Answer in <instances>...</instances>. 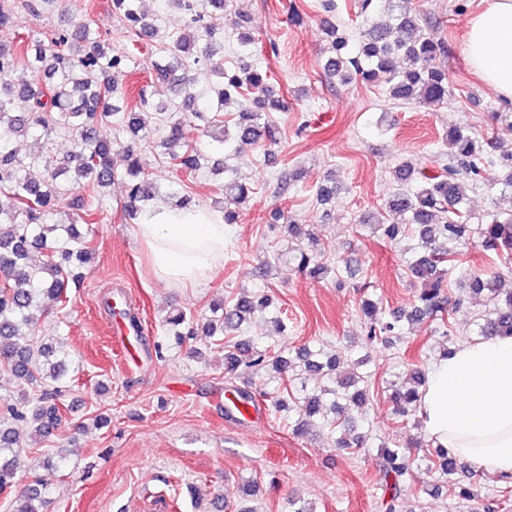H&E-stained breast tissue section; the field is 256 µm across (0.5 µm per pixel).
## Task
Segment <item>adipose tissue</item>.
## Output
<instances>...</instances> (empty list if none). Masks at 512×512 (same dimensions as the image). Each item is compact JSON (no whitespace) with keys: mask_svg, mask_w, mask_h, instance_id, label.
Wrapping results in <instances>:
<instances>
[{"mask_svg":"<svg viewBox=\"0 0 512 512\" xmlns=\"http://www.w3.org/2000/svg\"><path fill=\"white\" fill-rule=\"evenodd\" d=\"M469 65L497 97L512 102V0H481L465 44ZM221 216L159 203L140 216L138 236L157 278H205L224 257ZM425 433L478 469L512 476V337H474L438 357L419 392Z\"/></svg>","mask_w":512,"mask_h":512,"instance_id":"obj_1","label":"adipose tissue"}]
</instances>
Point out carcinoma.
<instances>
[{
    "label": "carcinoma",
    "instance_id": "1",
    "mask_svg": "<svg viewBox=\"0 0 512 512\" xmlns=\"http://www.w3.org/2000/svg\"><path fill=\"white\" fill-rule=\"evenodd\" d=\"M410 0H361V12L382 9L388 20L366 29L358 46L351 50L345 35L336 28L328 31V55L325 68L329 75L346 84L354 78L380 81L390 96L428 107H437L448 96V75L439 64L447 52L441 37L423 24L421 15L408 9ZM58 0H0V26L17 23L18 13L52 10ZM226 0H162V7L183 14L185 32L159 36V29L145 21L138 0H112L116 15L131 38L132 50L144 41L160 38L159 57L152 68L168 83V95L157 101L143 85L135 105L130 106L123 92V80L131 62V50L112 47V36L91 29L85 23L67 28L23 33L20 49H0V363L25 385L37 382L44 390L31 397L21 394L18 401L0 413V493L12 495L13 512H40L42 493L47 483L17 488L14 461L23 447L15 425L26 423L35 433L46 437L61 419L62 363L50 361L53 347L35 340L33 311L42 298L59 302L67 299L70 285L78 283L77 269L93 254L89 233L79 227L98 223L106 190L121 177L127 183L125 211L135 220L154 197V184L141 170L138 153L164 128V142L174 147L168 159L183 175L195 179L211 167L224 170V159L188 142L189 124L176 117L190 112L201 118L215 116L225 125L224 112L238 95H251L255 110L239 113L233 133H224L219 150L231 145L238 153L246 146L274 143L269 113L281 108L274 97L267 73L246 63L257 55L259 40L250 34L237 36L240 63L224 68V37L206 21L210 9L224 10ZM204 68L217 82L200 89L189 73ZM66 130L73 137V149L63 158L46 160L42 178L27 173V163L11 148L14 137L33 136ZM122 134L128 143L120 153L112 152V134ZM448 148L452 163L441 173L403 165L395 171L397 190L387 201L391 220L374 225L383 236L394 241L413 234L417 246L406 260L408 273L420 283L415 304L390 313V319L377 317L378 303L363 298L359 311L366 321L368 340L394 344L401 339L405 325L431 321L442 335H448L449 313L473 298L489 301L488 309L477 324L479 336H512V289L502 287L499 270L471 271L453 279L460 247L475 238L483 253L507 266L512 273V154L495 155L490 139H484L463 126L448 128ZM184 148L179 153L175 148ZM499 169V186L494 207L482 217L468 208L469 189L483 180L491 169ZM77 185L88 192V202L79 212L62 218L60 202L64 185ZM250 190L227 177L224 199L245 202ZM292 262L306 277L317 281L328 266L302 248L295 249ZM457 292L450 293L451 288ZM261 294H242L233 302L211 308L218 318L202 326L205 335L214 338L224 350V370L233 374L240 367L260 369L269 365L280 374L299 363L310 379L328 377L330 386L307 390L301 382V397L295 408L298 418L293 433L305 434L319 424L333 427L339 437L337 448L345 450L363 442L362 436H350L349 420L340 412L347 407L364 410L371 400L370 372L357 361L346 368L341 356L328 355L324 349L306 346L295 356H284L281 349L255 351L250 341L234 336L247 318L266 307ZM190 321L178 310L166 319L168 332L182 336ZM414 384L394 389L390 397L394 412L405 416L417 410L419 387L424 380L421 369L410 370ZM380 467L389 499L382 502L383 512H399L402 485L411 477L410 455L405 448L385 450ZM425 469L437 471L451 487L455 497L472 501L471 483L456 477L460 465L448 449L436 447L435 458L426 459Z\"/></svg>",
    "mask_w": 512,
    "mask_h": 512
}]
</instances>
